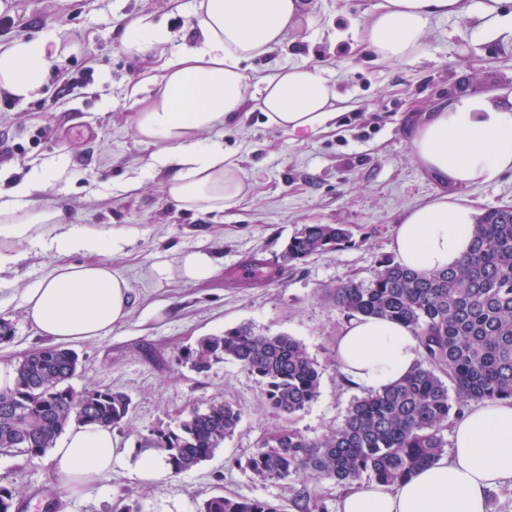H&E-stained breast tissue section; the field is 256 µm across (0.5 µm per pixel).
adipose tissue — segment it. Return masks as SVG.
<instances>
[{"mask_svg": "<svg viewBox=\"0 0 512 512\" xmlns=\"http://www.w3.org/2000/svg\"><path fill=\"white\" fill-rule=\"evenodd\" d=\"M304 0H197L195 37L173 54L167 27L141 16L128 23L125 51L144 57L166 53L160 74L135 85L133 129L155 147L154 163L172 169L166 192L183 211L214 213L245 194L246 176L222 142H203L202 132L232 121L256 103L269 126L298 136L317 135L334 119L336 91L324 67L297 66L257 79L244 64L281 45L288 26L303 13ZM467 0H378L363 28L365 52L380 62L414 56L434 22L463 17ZM56 29L0 43V94L21 101L38 95L60 60ZM415 161L455 186L409 209L391 244L396 263L430 272L453 266L468 252L478 217L461 188L487 184L512 171V99L462 95L434 112L412 143ZM42 170L15 185L0 202V271L21 256L18 242L42 243L57 257L49 273L19 295L28 322L57 344L97 340L125 324L132 311V286L107 261L121 253L126 235L67 223L63 209L32 199L47 187ZM82 261H73V254ZM335 357L348 383L377 393L402 379L421 359L407 326L379 317L352 319L336 338ZM451 456L440 457L390 488L378 484L346 495L340 512H486V493L512 482V400L485 402L453 427ZM111 428L71 424L50 455L66 492L89 496L111 477L124 456Z\"/></svg>", "mask_w": 512, "mask_h": 512, "instance_id": "ef3b65f1", "label": "adipose tissue"}]
</instances>
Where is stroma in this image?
I'll use <instances>...</instances> for the list:
<instances>
[{
	"label": "stroma",
	"mask_w": 512,
	"mask_h": 512,
	"mask_svg": "<svg viewBox=\"0 0 512 512\" xmlns=\"http://www.w3.org/2000/svg\"><path fill=\"white\" fill-rule=\"evenodd\" d=\"M469 0L462 18L435 23L424 45L407 62L381 63L364 55L358 39L374 0H307L282 44L247 64L249 76L270 66L323 64L336 75L334 121L303 141L269 126L259 109L241 123L204 133L223 142L239 160L247 195L221 212L178 210L165 192L169 173L153 167V149L138 142L132 126L130 89L147 76L141 59L127 55L122 38L129 20L151 16L173 34L170 50L192 39L195 0H12L13 23L0 39L31 36L45 27L61 30L77 49L63 69L90 71L88 84L55 95L48 83L39 97L22 103L0 96V192L8 193L30 170L51 168L57 178L40 201L63 207L70 223L108 232L124 230L130 243L111 263L131 282L129 320L102 338L75 344L80 365L75 391L117 388L133 411L114 430L120 447L134 448L140 435L216 399L238 405L243 418L235 434L196 468L146 483L124 457L92 497H69L60 489L48 454L0 452V486L13 491L22 512H113L118 503L139 512H199L216 493L259 499L283 512H339L345 490L301 476L264 481L247 468L261 439L286 425L310 439L339 426L361 390L351 386L335 360L336 338L348 322L330 299V288L369 280L380 260L391 257L394 229L408 209L450 192L447 182L421 168L411 153L417 127L431 112L462 94L512 96V26L495 25ZM57 97L54 110L43 107ZM305 224H342L352 242L301 264L284 263L288 239ZM220 258L208 281L188 283L154 276V266L175 265L179 253L197 248ZM24 259L0 273V318L15 328L0 344V360L14 361L45 346L14 296L54 264L52 253L22 244ZM264 259L275 270L262 286H246V259ZM248 325L301 341L322 371L317 398L291 419L273 413L263 386L232 361L206 373L179 360L180 349L202 336Z\"/></svg>",
	"instance_id": "1"
}]
</instances>
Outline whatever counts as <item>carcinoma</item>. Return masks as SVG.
Instances as JSON below:
<instances>
[{
	"mask_svg": "<svg viewBox=\"0 0 512 512\" xmlns=\"http://www.w3.org/2000/svg\"><path fill=\"white\" fill-rule=\"evenodd\" d=\"M350 242L340 224H306L289 239L283 260L302 263ZM248 266L249 283L270 278L265 262L252 259ZM330 295L350 319L378 316L409 327L422 359L390 388L355 400L343 422L321 439L287 427L269 433L247 463L257 477L313 476L341 486L368 479L392 487L444 454L448 422L470 403L512 399V208L482 213L469 253L453 267L420 273L386 259L369 281L346 282ZM182 359L197 373L226 359L238 363L264 385L266 406L288 419L320 387L319 367L300 341L248 326L203 336ZM78 365L76 351L60 346L36 348L16 362L14 390L0 393L1 452L37 455L74 421L117 427L129 417L132 400L120 390L74 391L69 380ZM242 417L234 403L214 400L150 429L135 448L155 451L177 476L211 458ZM200 512L280 509L216 494Z\"/></svg>",
	"mask_w": 512,
	"mask_h": 512,
	"instance_id": "cac0c4a2",
	"label": "carcinoma"
}]
</instances>
